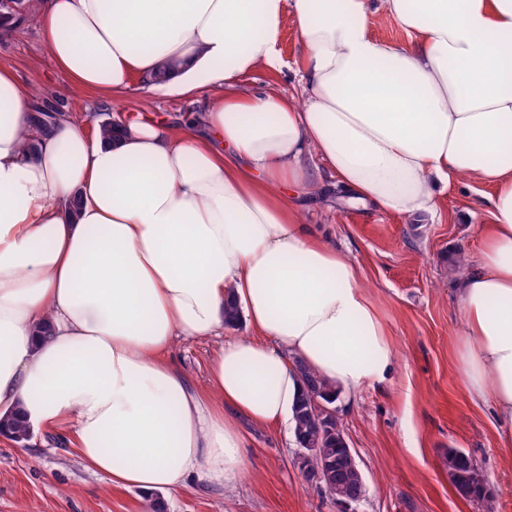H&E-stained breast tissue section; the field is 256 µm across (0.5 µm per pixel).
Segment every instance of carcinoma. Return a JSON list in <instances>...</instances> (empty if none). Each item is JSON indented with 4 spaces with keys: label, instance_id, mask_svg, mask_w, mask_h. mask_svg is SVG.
I'll return each mask as SVG.
<instances>
[{
    "label": "carcinoma",
    "instance_id": "carcinoma-1",
    "mask_svg": "<svg viewBox=\"0 0 512 512\" xmlns=\"http://www.w3.org/2000/svg\"><path fill=\"white\" fill-rule=\"evenodd\" d=\"M303 390L293 408L294 433L297 442L303 446L314 445L322 455L334 456L336 449L345 444L339 418L328 415L321 419L311 414L312 402L317 399L326 406L334 404L338 393L313 370L297 363ZM448 478L457 493L466 498L482 501L487 497V479L482 467L458 448L446 453Z\"/></svg>",
    "mask_w": 512,
    "mask_h": 512
}]
</instances>
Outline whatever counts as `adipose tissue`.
Listing matches in <instances>:
<instances>
[{
    "mask_svg": "<svg viewBox=\"0 0 512 512\" xmlns=\"http://www.w3.org/2000/svg\"><path fill=\"white\" fill-rule=\"evenodd\" d=\"M73 82L108 102L209 92L200 121L113 136L0 66V421L63 437L113 485L233 486V421L291 425L298 365L338 390L384 383L395 352L351 258L303 221L327 168L351 202L434 214L456 179L492 187L459 281L458 365L512 446V0H33ZM382 13L408 42L371 27ZM293 15L298 95L279 69ZM233 303L254 330L225 338ZM220 339L199 390L178 339ZM279 50L281 56L280 70L276 72L263 69L253 71L243 77L242 83L245 87H272L286 96L295 92L298 84L295 69L300 52V42L296 20L290 14L286 15L282 21Z\"/></svg>",
    "mask_w": 512,
    "mask_h": 512,
    "instance_id": "adipose-tissue-1",
    "label": "adipose tissue"
}]
</instances>
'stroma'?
Listing matches in <instances>:
<instances>
[{"label": "stroma", "instance_id": "obj_1", "mask_svg": "<svg viewBox=\"0 0 512 512\" xmlns=\"http://www.w3.org/2000/svg\"><path fill=\"white\" fill-rule=\"evenodd\" d=\"M300 52L297 23L282 21L281 67L243 77L248 88L295 92ZM0 65L35 89L48 111L76 119L178 123L203 112L196 99L148 90L135 80L127 104H106L74 85L54 64L36 21L0 37ZM331 179L319 182L304 221L346 252L374 296L396 355L385 383L339 397L336 414L363 470L366 496L354 512H512V451L502 447L490 401L466 389L456 356L460 333L455 269L458 255H476L478 227L488 219L489 186L461 179L436 214L402 219L337 198ZM216 340L179 342L176 363L205 386ZM234 422L246 435L245 470L232 488L196 482L163 492L165 512H337L333 499L308 483L294 458L297 445L282 425ZM458 448L483 468L490 497H460L448 480L444 454ZM0 512H147L137 490L112 485L87 469L71 449L38 433L0 446Z\"/></svg>", "mask_w": 512, "mask_h": 512}]
</instances>
